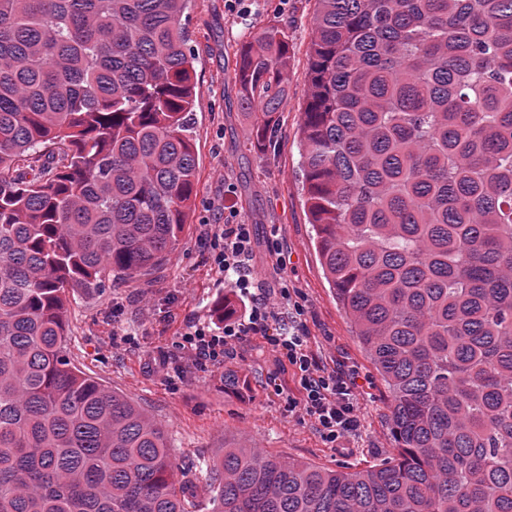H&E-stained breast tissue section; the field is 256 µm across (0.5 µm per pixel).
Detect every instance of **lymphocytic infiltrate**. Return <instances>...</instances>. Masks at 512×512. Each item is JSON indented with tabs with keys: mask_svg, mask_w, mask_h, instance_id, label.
Instances as JSON below:
<instances>
[{
	"mask_svg": "<svg viewBox=\"0 0 512 512\" xmlns=\"http://www.w3.org/2000/svg\"><path fill=\"white\" fill-rule=\"evenodd\" d=\"M212 246V268L249 295L250 305L243 318L225 317L221 327L193 324L186 328L177 346L196 364L223 361L235 344L259 336L279 369H292L297 389L286 397L289 412L313 419L323 441L339 448L360 429L361 404L355 378L326 368L322 356L308 341L304 308L288 288L283 273L288 257L282 249L271 251L272 263L280 272L278 300L250 296L252 238L249 225L225 222L204 228Z\"/></svg>",
	"mask_w": 512,
	"mask_h": 512,
	"instance_id": "obj_1",
	"label": "lymphocytic infiltrate"
}]
</instances>
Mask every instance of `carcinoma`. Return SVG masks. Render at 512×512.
Listing matches in <instances>:
<instances>
[{
  "label": "carcinoma",
  "instance_id": "carcinoma-1",
  "mask_svg": "<svg viewBox=\"0 0 512 512\" xmlns=\"http://www.w3.org/2000/svg\"><path fill=\"white\" fill-rule=\"evenodd\" d=\"M301 121L325 278L390 397L357 471L230 445L210 512H512V0H316ZM190 0H0V512H191L165 427L64 356L69 293L146 276L197 184ZM288 32L238 55L266 148Z\"/></svg>",
  "mask_w": 512,
  "mask_h": 512
}]
</instances>
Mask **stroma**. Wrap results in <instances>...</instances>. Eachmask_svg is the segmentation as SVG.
<instances>
[{"mask_svg":"<svg viewBox=\"0 0 512 512\" xmlns=\"http://www.w3.org/2000/svg\"><path fill=\"white\" fill-rule=\"evenodd\" d=\"M225 0H193L182 17L195 56V106L190 132L198 182L195 205L169 261L135 282L112 280L99 293L70 295L66 358L112 389L134 398L166 428L175 462L207 505L205 465L225 445L257 446L272 454L342 471L380 463L393 451L388 394L362 351L323 275L309 224L302 183L300 123L308 95V59L316 0H249L245 15L231 14ZM277 24L288 31V85L272 146L257 149L254 118L241 111L234 79L240 47L257 31ZM251 225L254 275L274 287L278 275L271 240L287 252L288 283L305 307L307 334L330 365L353 371L362 404V426L349 447L331 448L310 419L288 416L270 376L293 387L291 373L276 364L254 336L223 362L199 368L177 357L188 325L216 318L218 301L233 293L210 269L207 224L226 214ZM130 334L113 344V333ZM175 355L178 378L162 372V353ZM236 374L238 388L224 385Z\"/></svg>","mask_w":512,"mask_h":512,"instance_id":"35a3bbf8","label":"stroma"}]
</instances>
